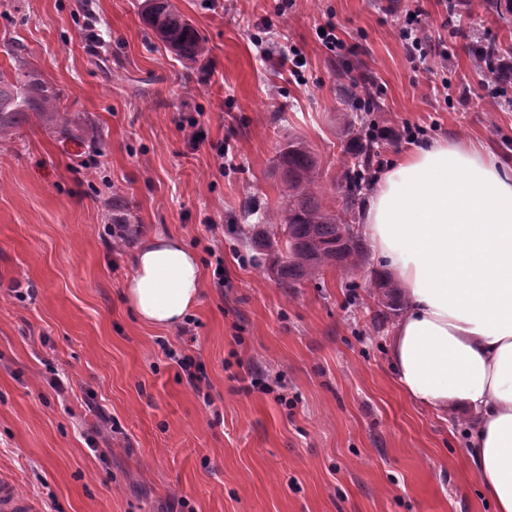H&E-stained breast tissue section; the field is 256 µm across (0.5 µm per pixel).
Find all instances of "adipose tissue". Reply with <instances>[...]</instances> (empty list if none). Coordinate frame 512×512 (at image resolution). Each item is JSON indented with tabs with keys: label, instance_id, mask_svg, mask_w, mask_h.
I'll return each instance as SVG.
<instances>
[{
	"label": "adipose tissue",
	"instance_id": "obj_1",
	"mask_svg": "<svg viewBox=\"0 0 512 512\" xmlns=\"http://www.w3.org/2000/svg\"><path fill=\"white\" fill-rule=\"evenodd\" d=\"M362 234L407 305L391 359L402 392L467 416V457L495 512H512V166L470 143L412 146L375 183ZM203 288L177 236L143 242L122 293L138 320L173 328Z\"/></svg>",
	"mask_w": 512,
	"mask_h": 512
}]
</instances>
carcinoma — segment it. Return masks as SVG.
<instances>
[{
    "instance_id": "obj_1",
    "label": "carcinoma",
    "mask_w": 512,
    "mask_h": 512,
    "mask_svg": "<svg viewBox=\"0 0 512 512\" xmlns=\"http://www.w3.org/2000/svg\"><path fill=\"white\" fill-rule=\"evenodd\" d=\"M143 11L157 37L191 69L209 52L206 39L176 9L171 0H144ZM14 61V72L0 70V148L11 142L21 126L36 121L56 130L65 128L67 118L59 111L61 93L45 82L40 72L26 61L19 46L6 48ZM377 139L353 128L348 153L361 159V168L350 177L345 210L353 209ZM275 173L285 185L283 206L248 214L258 215L263 228L255 233L252 246L267 252L266 271L286 288H297L315 279L326 267L338 266L355 274L369 271L375 310L371 321L377 326L399 316L406 301L399 284L385 270L369 265V252L359 227L342 220L326 208L318 195L322 171L308 144L292 139L278 148Z\"/></svg>"
}]
</instances>
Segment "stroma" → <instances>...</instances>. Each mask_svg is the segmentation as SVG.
Returning <instances> with one entry per match:
<instances>
[{
  "instance_id": "35a3bbf8",
  "label": "stroma",
  "mask_w": 512,
  "mask_h": 512,
  "mask_svg": "<svg viewBox=\"0 0 512 512\" xmlns=\"http://www.w3.org/2000/svg\"><path fill=\"white\" fill-rule=\"evenodd\" d=\"M208 42L185 70L154 35L144 0H0V69L28 48L61 93L68 124L23 125L0 149V478L37 512H492L466 456L464 422L406 397L374 330L369 279L342 268L282 287L245 235L247 201L276 209L278 147L307 142L327 208L344 207L348 123L418 125L425 141L481 144L512 165V103L489 110L497 82L474 49L512 56V17L484 0H173ZM426 16L447 59L411 62L406 10ZM346 45L329 52L316 29ZM297 46L302 77L255 44ZM364 84L371 111L342 86ZM197 124L205 139L186 137ZM101 141L85 154L89 127ZM227 156H220V149ZM142 237L181 236L205 288L176 328L139 323L121 295L133 253L109 232V190ZM223 278H216V265ZM191 356L199 394L167 350ZM281 381L288 405L250 388Z\"/></svg>"
}]
</instances>
